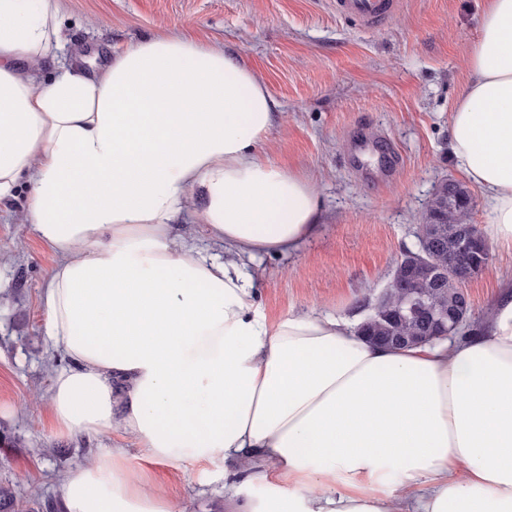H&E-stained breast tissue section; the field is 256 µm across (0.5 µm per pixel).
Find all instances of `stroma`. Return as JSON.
<instances>
[{"instance_id": "stroma-1", "label": "stroma", "mask_w": 512, "mask_h": 512, "mask_svg": "<svg viewBox=\"0 0 512 512\" xmlns=\"http://www.w3.org/2000/svg\"><path fill=\"white\" fill-rule=\"evenodd\" d=\"M65 44L57 60L92 74L114 50L186 34L221 46L252 69L280 105L257 149L310 177L320 227L296 250L247 262L258 307L362 318L359 300L381 291L404 249L417 244L416 217L437 185L460 180L448 144V114L469 80L479 0H401L373 29L337 15L333 0H59ZM20 186L0 201V482L20 500L55 501L69 469L127 448V467L147 474L175 512H213L224 502L223 459L145 461L116 433L65 434L47 408L60 350L44 333L41 292L56 262L32 225L21 223ZM488 268L468 283L469 323L486 314L512 249L490 240Z\"/></svg>"}]
</instances>
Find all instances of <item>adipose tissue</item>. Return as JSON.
I'll list each match as a JSON object with an SVG mask.
<instances>
[{
    "label": "adipose tissue",
    "mask_w": 512,
    "mask_h": 512,
    "mask_svg": "<svg viewBox=\"0 0 512 512\" xmlns=\"http://www.w3.org/2000/svg\"><path fill=\"white\" fill-rule=\"evenodd\" d=\"M57 13L0 0V200L26 183L22 218L58 257L41 293L69 360L48 394L58 428L259 469L275 485L239 512H512V280L462 341L394 349L347 318L268 319L239 262L294 250L320 209L310 179L256 150L278 102L182 34L42 80ZM467 66L448 139L512 248V0H484ZM186 214L224 260L174 233ZM125 458L69 470L59 512H172Z\"/></svg>",
    "instance_id": "1"
}]
</instances>
